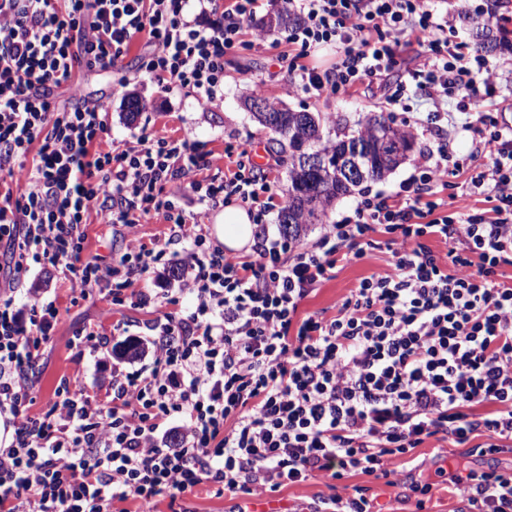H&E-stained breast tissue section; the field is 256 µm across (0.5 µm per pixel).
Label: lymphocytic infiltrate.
Masks as SVG:
<instances>
[{
	"mask_svg": "<svg viewBox=\"0 0 512 512\" xmlns=\"http://www.w3.org/2000/svg\"><path fill=\"white\" fill-rule=\"evenodd\" d=\"M258 0H0V512H120L137 500L154 512H193L203 486L256 497L326 475L388 477L431 438L512 451V123L477 110L498 74L479 52L443 35L423 0H299L287 37L286 81L297 93H348L385 80L406 49L420 62L385 98L409 89L435 106L403 111V129L440 125L471 132L478 155L437 146L393 196L363 192L351 214L304 245L259 233L252 255L211 245L173 198L190 186L210 202H238L264 224L272 186L244 143H227L236 170L218 182L191 136L141 134L102 150L105 107L66 105L55 88L76 70H121L133 40L147 39L139 72L165 92L190 93L202 111L224 94V57L243 48ZM214 14L202 26L191 7ZM336 52L332 67L309 65ZM37 153H30V145ZM27 163L25 185L7 176ZM464 177L482 196L477 211L450 209L445 189ZM134 228L163 216L161 241H128L117 264L82 257L91 211ZM448 250L440 255L428 241ZM389 251L392 269L361 279L336 313L300 315L303 301L341 263ZM181 268L194 298L151 294L139 283L156 266ZM60 267L80 286L109 283L112 305L164 306L146 328L149 363L112 370V392L92 397L62 380L42 414L30 412L35 368L60 320L55 301L29 294L16 305L21 273ZM469 512H512V472H469Z\"/></svg>",
	"mask_w": 512,
	"mask_h": 512,
	"instance_id": "f902f5d3",
	"label": "lymphocytic infiltrate"
}]
</instances>
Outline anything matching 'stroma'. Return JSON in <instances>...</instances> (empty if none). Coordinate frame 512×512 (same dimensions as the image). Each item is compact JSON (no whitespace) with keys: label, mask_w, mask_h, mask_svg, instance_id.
Returning a JSON list of instances; mask_svg holds the SVG:
<instances>
[{"label":"stroma","mask_w":512,"mask_h":512,"mask_svg":"<svg viewBox=\"0 0 512 512\" xmlns=\"http://www.w3.org/2000/svg\"><path fill=\"white\" fill-rule=\"evenodd\" d=\"M470 19L457 20L455 27L459 40L471 42L474 23L496 24L499 19L512 20V0H471ZM275 8L274 0H261L254 20L247 27L246 37L252 40L250 49L228 54L224 58V98L211 111H201L194 98L183 92L166 93L157 83L136 72L139 44H132L124 61L121 74L109 71H82L75 73L72 88L56 89L59 100H70L72 95L103 102L107 107L109 135L104 138L102 149H118L133 144L141 132L159 137L177 139L191 134L210 154L211 165L207 177H224L235 170L233 163L224 157L226 143L250 140L255 160L269 165L268 172L274 192L275 209L267 217L270 236L281 233L277 210L283 207L288 189L287 158L277 153L271 145V133L263 128L245 106L247 96L261 95L269 101L286 104L296 111L320 112L336 121L337 135H347L360 129L367 115L386 111L383 90L377 86H362L344 95L308 97L289 93L285 71L277 61L279 52L287 51V44L272 46L271 35L262 33L259 21ZM126 76L125 87H117L119 76ZM144 100L146 109L135 117H128L126 95ZM449 141L454 151L466 155L475 150L471 133L444 131L443 134L416 131L413 147L407 159L384 179L369 182V189L390 195L413 172L416 163L426 149L436 147L439 140ZM85 242L83 258L102 256L106 260L118 259L130 236L143 242L167 237L169 226L162 216L155 215L143 220L134 230L118 224L103 223L100 215L90 214L84 226ZM392 256L375 251L364 259L341 264L332 279L324 281L302 304L305 313L322 312L334 315L336 303L358 281L375 272L390 270ZM49 290L60 308L61 320L54 330L39 363V379L33 392L31 413L45 412L54 399V391L61 379H80L95 383L97 397H104L112 385L111 370H99L91 358L75 360L71 341L85 327L100 324L110 347L128 336L140 334L141 327L151 317L150 312L130 308H112L105 291L89 290L81 294L78 285L71 282L68 273L59 268L42 272L21 274L14 294L23 300L30 288ZM454 473L470 471H512V454L479 455L470 446L453 441L429 439L417 451L415 462L409 465L391 462L388 480H376L361 474L332 481L318 476L306 482L283 487L260 500L216 496L209 488H201L192 498L194 512H237L248 508L249 512H305L310 504L329 495L330 491L351 493L353 488L365 486L377 512H465L467 507L464 490L455 489L442 468ZM421 480L432 483L431 498L424 508H417L416 499L410 494L411 482Z\"/></svg>","instance_id":"obj_1"}]
</instances>
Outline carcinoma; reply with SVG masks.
I'll list each match as a JSON object with an SVG mask.
<instances>
[{
	"label": "carcinoma",
	"instance_id": "cac0c4a2",
	"mask_svg": "<svg viewBox=\"0 0 512 512\" xmlns=\"http://www.w3.org/2000/svg\"><path fill=\"white\" fill-rule=\"evenodd\" d=\"M297 21L298 17L284 7L267 19L264 32L286 31ZM473 37L476 45L487 52L504 48L512 51V40L504 27L493 30L484 24L476 27ZM268 107L269 115H258L256 119L273 134L280 152L288 153V200L279 212L278 222L283 234L289 237L298 238L304 225L319 223L329 206L362 183L384 178L406 159L412 146V135L382 114L368 117L355 134L336 141L326 135L333 120L323 113L294 111L282 103L270 102ZM358 145L367 153L364 174L356 180L326 178L303 166L305 152L333 160Z\"/></svg>",
	"mask_w": 512,
	"mask_h": 512
}]
</instances>
